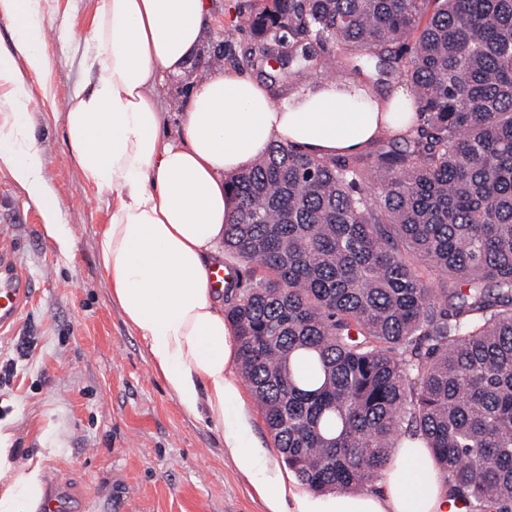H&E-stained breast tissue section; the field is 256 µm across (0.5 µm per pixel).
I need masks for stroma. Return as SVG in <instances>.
Returning <instances> with one entry per match:
<instances>
[{"mask_svg":"<svg viewBox=\"0 0 512 512\" xmlns=\"http://www.w3.org/2000/svg\"><path fill=\"white\" fill-rule=\"evenodd\" d=\"M265 4L208 0L213 30L204 55L224 42L239 55L254 47L250 17ZM96 5L39 0L52 72L46 82L26 81L44 176L73 231L69 254L59 252L38 209L0 166V236L12 246L13 268L35 282L19 321L0 331V362L17 361L16 375L0 384V430L21 447L55 449L45 466L58 512H265L225 456L218 430L166 391L101 267L99 230L112 196L71 161L63 125L67 95L85 81L70 36L91 30ZM239 68L269 84L279 101L314 86L259 59Z\"/></svg>","mask_w":512,"mask_h":512,"instance_id":"obj_1","label":"stroma"}]
</instances>
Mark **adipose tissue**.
<instances>
[{"label":"adipose tissue","mask_w":512,"mask_h":512,"mask_svg":"<svg viewBox=\"0 0 512 512\" xmlns=\"http://www.w3.org/2000/svg\"><path fill=\"white\" fill-rule=\"evenodd\" d=\"M0 19L14 30L13 49L0 47V87L8 90L0 165L65 252L71 232L43 173L26 92L27 77L41 81L51 69L39 0H0ZM210 24L206 0H98L91 30L77 39L92 88L69 93L65 135L85 179L112 195L99 236L111 293L167 391L186 414L219 429L225 456L267 512H443L450 487L418 436L392 450L375 491L316 494L270 467L233 372L239 345L224 291L210 281L236 210L226 183L270 144L354 156L410 135L420 117L403 111V91L382 98L322 87L279 105L264 83L219 67L197 76L178 104L182 133L167 137L158 89L197 59ZM53 454L25 455L0 432V512H43L44 462Z\"/></svg>","instance_id":"1"}]
</instances>
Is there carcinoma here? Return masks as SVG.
I'll use <instances>...</instances> for the list:
<instances>
[{"label":"carcinoma","mask_w":512,"mask_h":512,"mask_svg":"<svg viewBox=\"0 0 512 512\" xmlns=\"http://www.w3.org/2000/svg\"><path fill=\"white\" fill-rule=\"evenodd\" d=\"M249 29L298 80H404L420 116L366 160L274 144L227 182L224 318L274 447L322 493L419 435L454 498L512 512V0H271Z\"/></svg>","instance_id":"obj_1"}]
</instances>
